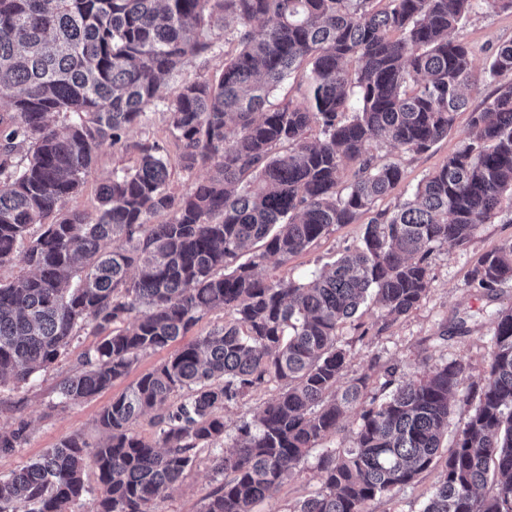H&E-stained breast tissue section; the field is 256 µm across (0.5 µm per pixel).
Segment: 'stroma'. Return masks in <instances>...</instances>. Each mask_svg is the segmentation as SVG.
Returning <instances> with one entry per match:
<instances>
[{"instance_id": "35a3bbf8", "label": "stroma", "mask_w": 512, "mask_h": 512, "mask_svg": "<svg viewBox=\"0 0 512 512\" xmlns=\"http://www.w3.org/2000/svg\"><path fill=\"white\" fill-rule=\"evenodd\" d=\"M458 36L475 50L476 73H483L490 61L492 49L501 42L512 40V9L494 13L476 11L458 30ZM237 43L232 38H216L212 52L194 60L180 72L169 76L162 85L159 98L142 121L134 127L128 145L103 143L97 150L91 175L81 191L71 197L66 208L87 215H95L98 207V188L102 178L112 171L133 166L135 142H156L164 146L170 160L169 190L174 195L188 192L195 183L207 177L208 172L182 169L174 140L170 133L168 101L188 80H206L218 75L225 56L235 54ZM490 86H482L480 93L470 97V108L457 113L454 127L448 137L435 143L423 153L405 152L389 147L378 148L379 156L399 161L404 177L392 192L379 200L377 209H391L407 199L416 185L429 173L439 169L460 146L468 133L471 108L477 107ZM371 213L358 215L350 224L336 227L312 249L292 258L288 263L269 259L260 270L263 278H286L304 281L316 268L335 260L347 247L361 239ZM512 238V223L505 214H497L481 225L466 247L436 249L429 257L432 280L426 298L409 315L401 318L378 335L360 336L358 325H370L371 312H363L357 323H346L340 333L344 346L350 351V367L345 379L368 375L370 387L382 381L380 370L391 365L403 378L429 372L449 360L461 357L469 364L472 380L483 378L490 353L492 325L490 314L496 309L512 305V285L498 288L491 296L471 292L466 286L469 271L475 259L502 241ZM464 323V332H457V323ZM99 341L92 330L81 331L64 354L46 370L38 372L28 382L8 381L0 384V432L25 426L26 440L9 455H0V477L10 475L38 459L47 449L55 447L65 437L78 434L90 443H97L102 434L96 425L98 414L112 399L125 392L143 374L170 358L174 346L149 352L133 364L129 373L116 380L111 387L88 399L68 402L61 398L62 380L79 368L81 354ZM358 417L350 411L343 428L312 449L293 476L274 494L258 503L254 512H288L298 501L314 494L321 487L317 458L321 451L350 447L352 429ZM209 451L198 452L193 465L168 494L154 502L153 512H200L206 498L218 487L210 463ZM441 465H434L422 473L415 484L405 487L390 497L375 500L371 512H422L424 503L437 484Z\"/></svg>"}]
</instances>
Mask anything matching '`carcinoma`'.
I'll use <instances>...</instances> for the list:
<instances>
[{
  "mask_svg": "<svg viewBox=\"0 0 512 512\" xmlns=\"http://www.w3.org/2000/svg\"><path fill=\"white\" fill-rule=\"evenodd\" d=\"M476 6L512 0H0L10 109L0 114V266L19 258L30 269L0 283V383L28 381L91 324L110 335L60 385L63 399H86L207 313L228 315L112 399L97 418L102 442L69 436L0 478V512H69L88 467L96 512H152L204 449L224 481L201 512H253L342 427L367 377L341 383L350 353L340 327L370 297L378 334L408 315L429 290L430 254L467 245L503 200L512 206V81L500 82L512 75V40L479 79L472 47L453 37ZM216 29L238 52L167 103L181 167L210 175L176 197L168 154L135 142V165L99 186L95 219L63 212L98 147L126 142L164 78L211 51ZM293 74L301 100L271 103ZM482 81L495 88L459 148L394 211L377 212L359 246L304 282L259 278L268 258L286 263L371 210L403 178L375 150H429ZM36 224L42 232L29 235ZM249 246L251 259L236 263ZM507 283L512 239L480 255L467 281L488 294ZM491 318L479 406L423 512H512V307ZM386 374L352 446L322 454L321 490L291 512H369L432 466L467 364ZM272 382L279 393L240 419L224 449V408ZM149 413L153 443L134 431ZM24 433L0 432V454Z\"/></svg>",
  "mask_w": 512,
  "mask_h": 512,
  "instance_id": "obj_1",
  "label": "carcinoma"
}]
</instances>
